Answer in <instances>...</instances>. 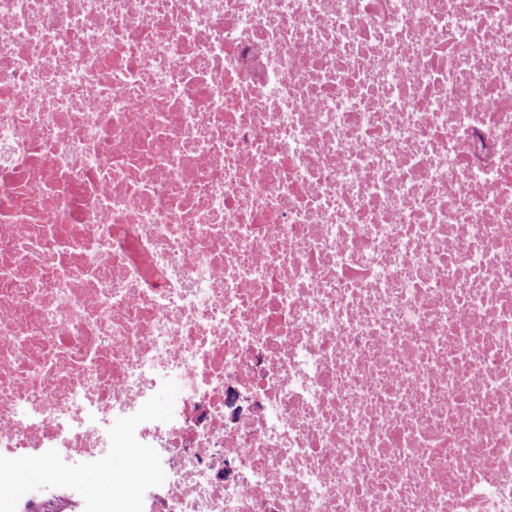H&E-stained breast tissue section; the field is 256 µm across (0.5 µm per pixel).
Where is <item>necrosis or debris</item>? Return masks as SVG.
<instances>
[{
    "label": "necrosis or debris",
    "mask_w": 512,
    "mask_h": 512,
    "mask_svg": "<svg viewBox=\"0 0 512 512\" xmlns=\"http://www.w3.org/2000/svg\"><path fill=\"white\" fill-rule=\"evenodd\" d=\"M79 464L512 512V0H0V499ZM55 478L56 473L52 470L34 466L23 467L15 474L13 490L18 492L20 498H26L29 496L28 488L36 484H49Z\"/></svg>",
    "instance_id": "obj_1"
}]
</instances>
